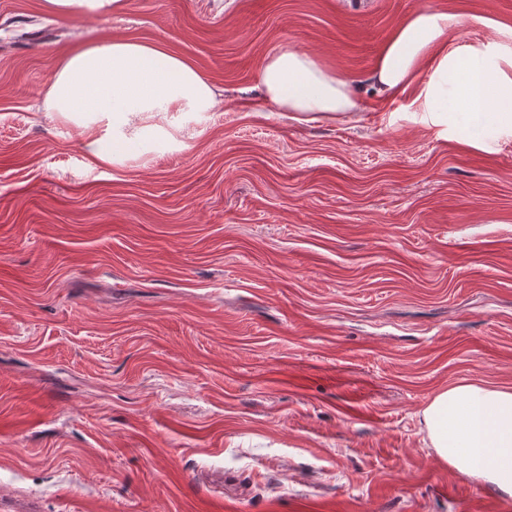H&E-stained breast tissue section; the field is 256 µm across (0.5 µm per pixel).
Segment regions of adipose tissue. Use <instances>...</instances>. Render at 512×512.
I'll list each match as a JSON object with an SVG mask.
<instances>
[{
  "label": "adipose tissue",
  "mask_w": 512,
  "mask_h": 512,
  "mask_svg": "<svg viewBox=\"0 0 512 512\" xmlns=\"http://www.w3.org/2000/svg\"><path fill=\"white\" fill-rule=\"evenodd\" d=\"M456 23L454 14L418 9L396 27L367 81L389 99L413 92L435 127L511 134L512 28H501L499 42L464 45L450 36ZM260 82L267 100L298 121L362 108L348 78L292 47L265 58ZM218 97L190 62L163 45L111 39L62 56L47 104L70 117L107 116L108 139L91 141L92 157L104 160L147 136L155 114L210 112ZM422 415L444 462L512 496V388L463 379L435 395Z\"/></svg>",
  "instance_id": "1"
}]
</instances>
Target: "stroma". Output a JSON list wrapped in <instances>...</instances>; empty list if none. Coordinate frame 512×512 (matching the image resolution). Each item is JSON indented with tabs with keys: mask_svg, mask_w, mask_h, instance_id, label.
<instances>
[{
	"mask_svg": "<svg viewBox=\"0 0 512 512\" xmlns=\"http://www.w3.org/2000/svg\"><path fill=\"white\" fill-rule=\"evenodd\" d=\"M423 6L463 43L512 27V0H0L5 512H512L422 423L460 379L512 387V136L440 135L365 81ZM111 38L189 59L214 112L92 160L106 119L46 91ZM287 45L358 80L362 110L264 100ZM47 10L60 14L106 15L121 10L122 0H44Z\"/></svg>",
	"mask_w": 512,
	"mask_h": 512,
	"instance_id": "stroma-1",
	"label": "stroma"
}]
</instances>
